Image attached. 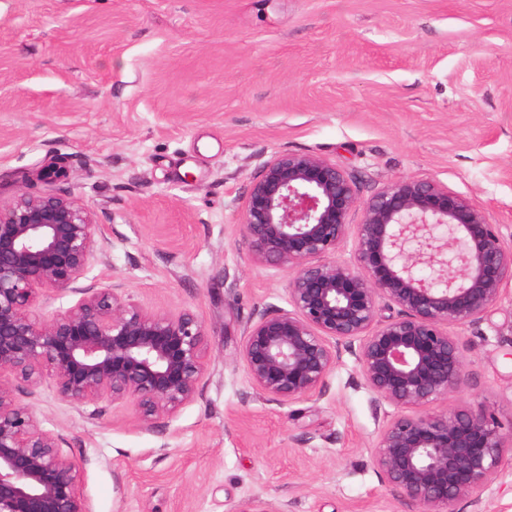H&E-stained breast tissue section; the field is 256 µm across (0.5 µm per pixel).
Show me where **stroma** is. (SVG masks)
<instances>
[{
    "label": "stroma",
    "mask_w": 512,
    "mask_h": 512,
    "mask_svg": "<svg viewBox=\"0 0 512 512\" xmlns=\"http://www.w3.org/2000/svg\"><path fill=\"white\" fill-rule=\"evenodd\" d=\"M283 151L335 162L363 201L433 179L512 242V0H0V199L64 162L55 189L94 210L109 258L86 284L207 332L202 392L170 420L16 384L81 462L91 512H416L375 470L398 410L354 355L285 406L238 356L247 322L288 306V272L236 244L247 188ZM451 333L469 380L448 406L485 403L512 432V296ZM456 508L512 512V455Z\"/></svg>",
    "instance_id": "stroma-1"
}]
</instances>
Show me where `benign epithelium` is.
Wrapping results in <instances>:
<instances>
[{"instance_id":"obj_1","label":"benign epithelium","mask_w":512,"mask_h":512,"mask_svg":"<svg viewBox=\"0 0 512 512\" xmlns=\"http://www.w3.org/2000/svg\"><path fill=\"white\" fill-rule=\"evenodd\" d=\"M67 176L50 161L49 189L0 202V512H89L80 464L39 425L5 377L53 381L76 409L130 402L140 419L175 417L202 391L206 327L189 310L126 300L123 285L80 287L103 236L92 208L51 189ZM362 220L350 223L356 208ZM236 242L254 263L290 273V308L246 324L239 356L254 388L282 406L323 392L342 352L369 390L400 414L380 430L374 466L418 512H455L479 500L512 434L490 408L440 409L468 380L459 337L512 285V245L468 198L432 179L402 178L364 202L348 174L307 153L264 162L243 198ZM354 236L353 261L336 252ZM79 298L47 316L40 298ZM396 314L380 317V303Z\"/></svg>"}]
</instances>
